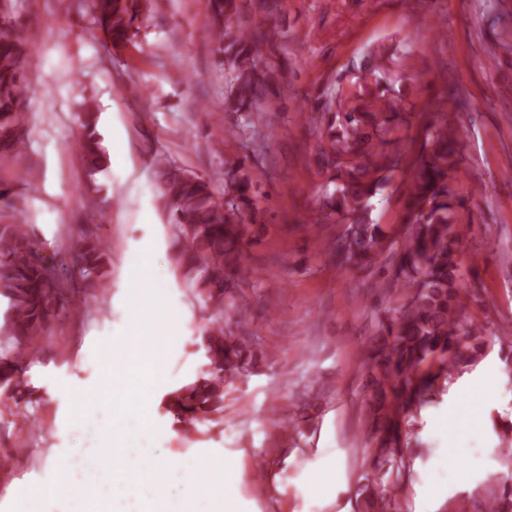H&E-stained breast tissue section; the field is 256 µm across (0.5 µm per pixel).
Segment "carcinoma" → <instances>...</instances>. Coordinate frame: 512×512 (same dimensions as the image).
Wrapping results in <instances>:
<instances>
[{"label": "carcinoma", "instance_id": "cac0c4a2", "mask_svg": "<svg viewBox=\"0 0 512 512\" xmlns=\"http://www.w3.org/2000/svg\"><path fill=\"white\" fill-rule=\"evenodd\" d=\"M88 10L110 41L129 40L137 13L130 0H77ZM241 0H211V16L203 26L216 44L220 61L228 62L232 84L219 112L246 117L261 111L268 76L259 74L257 60L276 40L273 32L234 23ZM15 0H0V154L17 171L27 173L28 116L23 102L35 94L26 78V45L16 29ZM355 105L342 119L334 112L315 113L319 131V164L328 175L322 186L323 216L319 224L346 223L349 233L330 245L341 265H367L381 249V229L369 221V199L389 178L400 159L384 150L386 135L398 124L393 98L386 90L360 87ZM94 107L84 105L83 132L77 143L87 177L102 170L107 153L97 131ZM423 144L405 204L409 233L395 280L382 287L399 295L397 318L379 320L377 336L364 349L370 388V429L373 451L367 461L379 483L355 491L352 512H397L407 465L402 448L403 419L442 395L438 381L474 370L486 357L492 338L468 316L461 294L458 249L466 235L465 206L456 187L459 155L458 126L437 107L422 115ZM157 190L176 268L203 304L224 307L226 276L246 285L254 274L240 262L235 244L255 221L254 181L240 158L224 163V193H215L199 176L169 161L157 162ZM41 240L33 224L0 222V296L9 300L7 320L0 332V387L15 388L20 356L38 350L36 338L49 330L57 315L60 278L40 256ZM80 292L95 297L107 288L111 250L96 230H81L74 250ZM217 372L242 373L251 362L246 345L232 336L228 323L214 321L205 344ZM224 408V388L204 380L183 388L176 409L186 420L208 421ZM484 512H512V484L488 490Z\"/></svg>", "mask_w": 512, "mask_h": 512}]
</instances>
